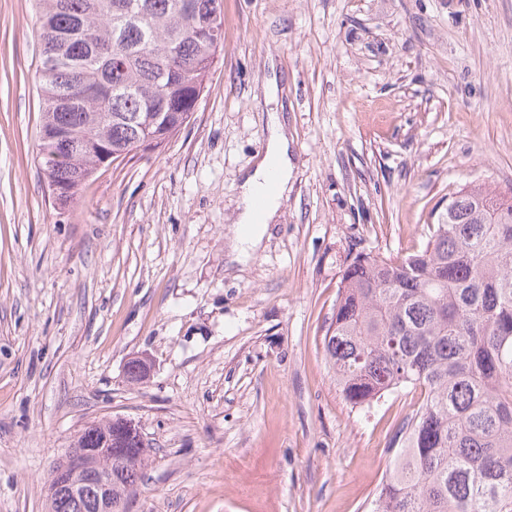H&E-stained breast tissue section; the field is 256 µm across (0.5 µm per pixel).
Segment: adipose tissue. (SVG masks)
<instances>
[{"label":"adipose tissue","instance_id":"1","mask_svg":"<svg viewBox=\"0 0 512 512\" xmlns=\"http://www.w3.org/2000/svg\"><path fill=\"white\" fill-rule=\"evenodd\" d=\"M267 129L266 148L258 155L253 170L244 175L240 184L241 212L234 246L235 252L240 255L261 241L290 189L292 158L283 114L269 113ZM271 181L276 183L277 189L272 195H264L263 190Z\"/></svg>","mask_w":512,"mask_h":512}]
</instances>
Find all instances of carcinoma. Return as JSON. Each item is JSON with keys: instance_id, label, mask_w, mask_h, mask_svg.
<instances>
[{"instance_id": "obj_1", "label": "carcinoma", "mask_w": 512, "mask_h": 512, "mask_svg": "<svg viewBox=\"0 0 512 512\" xmlns=\"http://www.w3.org/2000/svg\"><path fill=\"white\" fill-rule=\"evenodd\" d=\"M45 172L71 202L116 160L190 119L224 45L223 0H38ZM426 248L359 255L324 336L353 405L424 398L398 431L372 512H512V197L462 190ZM112 461L116 488L142 478Z\"/></svg>"}]
</instances>
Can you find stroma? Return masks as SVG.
Returning <instances> with one entry per match:
<instances>
[{"label": "stroma", "mask_w": 512, "mask_h": 512, "mask_svg": "<svg viewBox=\"0 0 512 512\" xmlns=\"http://www.w3.org/2000/svg\"><path fill=\"white\" fill-rule=\"evenodd\" d=\"M37 16L0 0V512H46L51 466L114 417L150 449L127 512H371L422 395L350 404L324 336L357 254L423 250L462 188L512 194V0H224L189 122L64 206ZM275 110L292 190L239 262L238 182Z\"/></svg>", "instance_id": "obj_1"}]
</instances>
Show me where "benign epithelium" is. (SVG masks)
<instances>
[{
	"label": "benign epithelium",
	"instance_id": "obj_1",
	"mask_svg": "<svg viewBox=\"0 0 512 512\" xmlns=\"http://www.w3.org/2000/svg\"><path fill=\"white\" fill-rule=\"evenodd\" d=\"M98 433V447L70 454L51 471L49 485L78 507L90 500L96 512H126L127 497L112 493V449L124 447L132 438L142 448L144 438L134 424L121 419L98 427Z\"/></svg>",
	"mask_w": 512,
	"mask_h": 512
}]
</instances>
